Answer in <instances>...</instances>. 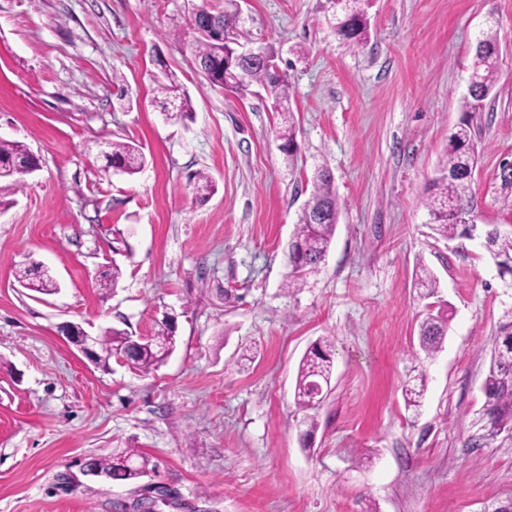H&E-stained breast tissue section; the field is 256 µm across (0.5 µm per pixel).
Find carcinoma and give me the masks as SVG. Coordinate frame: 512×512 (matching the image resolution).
<instances>
[{
  "label": "carcinoma",
  "mask_w": 512,
  "mask_h": 512,
  "mask_svg": "<svg viewBox=\"0 0 512 512\" xmlns=\"http://www.w3.org/2000/svg\"><path fill=\"white\" fill-rule=\"evenodd\" d=\"M194 28H211L224 31L239 26L235 14L228 11L213 14L208 11L196 13ZM336 36L348 46L358 48L367 41V20L356 9H348L344 18L335 26ZM224 42L210 34H202L195 41L194 56L204 79L220 88L244 91L252 85L264 89L280 114L288 113L290 81L288 74L274 65V55L259 49V55L242 65L238 78L224 77ZM499 45L492 36L479 42L474 53L471 80L466 105L474 108L493 91L497 74ZM166 82L158 83L162 100L158 102L161 112L169 120H183L192 112L189 97L180 91L173 73H164ZM286 126L278 130L282 140L280 150L289 157L297 154L298 143L293 122L284 119ZM110 151L105 155L106 167H117L123 174L134 175L146 163L140 147L128 142L109 143ZM478 160L477 146L473 142L470 120H462L450 133L448 151L439 165V176L433 181V192L425 200V206L435 230L442 236L483 239V247L493 260L501 279L508 280L512 287V231L502 230L496 225L466 223V216L476 217L477 201L471 191L473 171ZM32 163L30 150L22 143L0 139V181L8 180L17 187L23 185V175L17 165ZM338 220V202L334 178L326 168L319 169L313 178V189L307 206L301 211L296 224L294 241L290 243L289 260L292 272L288 288L300 285L299 276L306 268L315 269L325 259ZM16 281L24 288L40 294H52L57 288L54 277L44 266L29 262L15 272ZM451 316L445 310L428 313L419 325V345L429 356L442 348L448 333ZM176 346L175 329L169 323L156 335L143 341H135L124 330L110 328L100 336L94 363L104 368L110 359L122 354L131 367L143 374L155 371L164 361L162 349L170 351ZM334 344L322 338L300 361L294 389L295 404L305 413L309 426L306 435L316 428L312 411L318 405L308 398L310 383L321 386L330 384L333 369ZM425 391L424 379L409 384L404 389L406 406L418 408ZM484 403L476 412L475 424L478 432L472 435L470 445L476 448L492 447L499 439L512 440V308L506 310L493 338L491 361L483 383ZM91 472L105 475L111 480L127 481L144 476L149 459L135 449H129L113 459L91 458L84 463Z\"/></svg>",
  "instance_id": "cac0c4a2"
}]
</instances>
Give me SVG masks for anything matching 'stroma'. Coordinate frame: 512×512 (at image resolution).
I'll return each instance as SVG.
<instances>
[{
	"label": "stroma",
	"instance_id": "stroma-1",
	"mask_svg": "<svg viewBox=\"0 0 512 512\" xmlns=\"http://www.w3.org/2000/svg\"><path fill=\"white\" fill-rule=\"evenodd\" d=\"M238 40L274 53L292 85L299 151L256 86L199 73L196 11L224 0H0V138L40 168L0 183V512H495L512 502V441L468 447L492 337L512 290L480 238L438 234L424 201L464 115L479 36L496 37V84L472 113L478 224L512 226V0H358L367 43L335 34L343 0H239ZM173 72L192 115L154 103ZM139 144L134 176L105 172L112 141ZM333 173L329 251L286 287L288 244L318 167ZM208 172L207 196L192 177ZM42 263L58 290L21 288ZM120 265L116 288L102 272ZM437 280L423 298L419 266ZM447 308L434 356L428 308ZM176 318L177 347L150 374L102 369L63 323L153 336ZM335 342L331 390L306 435L298 364ZM425 376L419 408L403 388ZM134 448L135 482L85 461ZM450 319L451 316L448 315L447 310L439 309L436 314L429 312L420 323L419 345L428 356H432L442 348Z\"/></svg>",
	"mask_w": 512,
	"mask_h": 512
}]
</instances>
